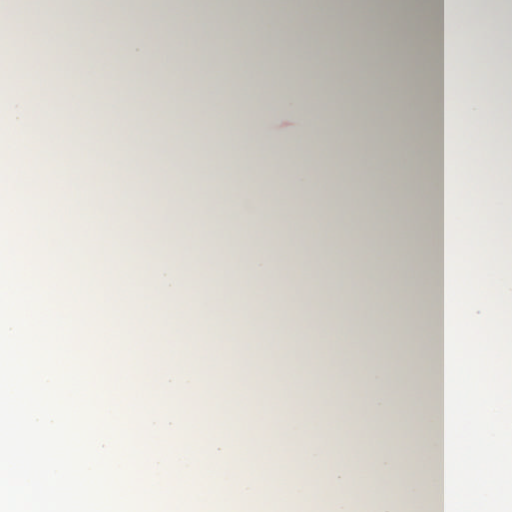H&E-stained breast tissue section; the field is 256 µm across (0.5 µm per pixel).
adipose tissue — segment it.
Listing matches in <instances>:
<instances>
[{
	"mask_svg": "<svg viewBox=\"0 0 512 512\" xmlns=\"http://www.w3.org/2000/svg\"><path fill=\"white\" fill-rule=\"evenodd\" d=\"M395 2L36 0L22 21L0 0V204L204 512H512V29L493 0ZM61 48L82 64L52 87ZM233 113L247 148L229 155ZM146 159L166 182L130 193ZM372 186L403 234L340 206ZM172 196L190 222L143 253Z\"/></svg>",
	"mask_w": 512,
	"mask_h": 512,
	"instance_id": "obj_1",
	"label": "adipose tissue"
}]
</instances>
